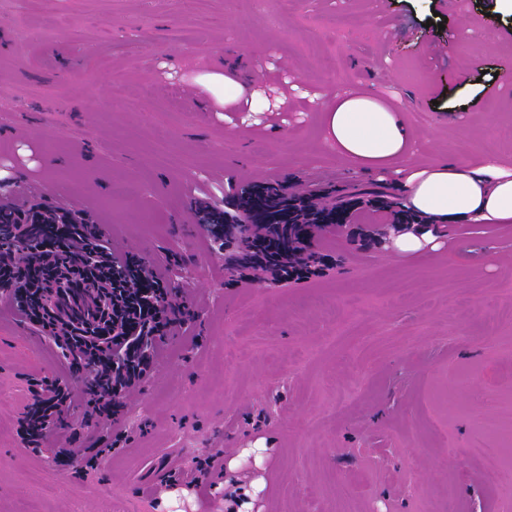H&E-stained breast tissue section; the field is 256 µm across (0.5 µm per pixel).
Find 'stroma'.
Here are the masks:
<instances>
[{"mask_svg":"<svg viewBox=\"0 0 512 512\" xmlns=\"http://www.w3.org/2000/svg\"><path fill=\"white\" fill-rule=\"evenodd\" d=\"M345 15L350 25L337 30ZM442 25H435V18ZM0 201H45L105 225L115 248L180 253L196 302L143 388L129 442L82 476L26 450L15 421L62 365L0 326V512H227L223 481L166 487L190 456L264 440L266 512H512V225L449 224L444 249L358 250L316 232L333 266L308 282L233 280L194 209L228 182L396 191L357 175L293 100L283 123H228L197 74L270 65L312 86L391 97L420 160L512 161V12L498 0H0ZM165 143H158L159 131Z\"/></svg>","mask_w":512,"mask_h":512,"instance_id":"obj_1","label":"stroma"}]
</instances>
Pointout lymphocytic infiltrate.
Returning <instances> with one entry per match:
<instances>
[{
	"instance_id": "f902f5d3",
	"label": "lymphocytic infiltrate",
	"mask_w": 512,
	"mask_h": 512,
	"mask_svg": "<svg viewBox=\"0 0 512 512\" xmlns=\"http://www.w3.org/2000/svg\"><path fill=\"white\" fill-rule=\"evenodd\" d=\"M14 205L0 204V284L12 286L9 304L60 352L64 372L46 381L17 420L27 449L82 472L97 468L102 441L124 425L127 389L151 377L163 344L181 333L194 314L187 294L169 286L178 253L153 263L112 247L100 224L20 223ZM208 225L209 252L246 279L263 269L276 282L324 275L330 257L312 250L309 223ZM38 253L15 258L19 241ZM77 422H69L70 412Z\"/></svg>"
}]
</instances>
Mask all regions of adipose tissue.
I'll list each match as a JSON object with an SVG mask.
<instances>
[{
    "mask_svg": "<svg viewBox=\"0 0 512 512\" xmlns=\"http://www.w3.org/2000/svg\"><path fill=\"white\" fill-rule=\"evenodd\" d=\"M217 105L256 126L288 106L285 92L270 94L261 69L225 64L197 76ZM322 105L323 140L353 171L393 179L403 208L430 224H512V163L421 162L397 112L371 89L310 94Z\"/></svg>",
    "mask_w": 512,
    "mask_h": 512,
    "instance_id": "obj_1",
    "label": "adipose tissue"
}]
</instances>
